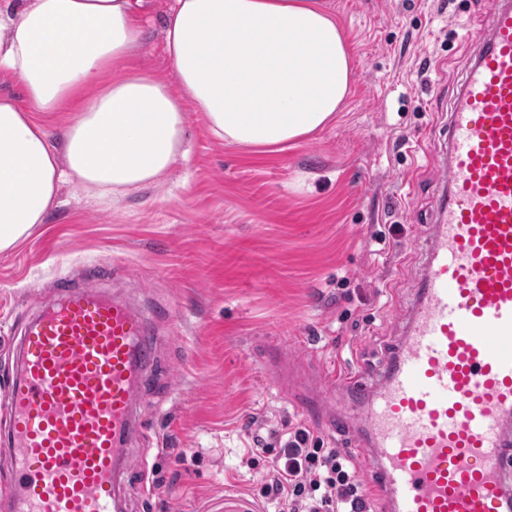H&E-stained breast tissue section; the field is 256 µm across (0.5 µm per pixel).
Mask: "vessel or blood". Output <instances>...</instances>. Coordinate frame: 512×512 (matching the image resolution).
Returning <instances> with one entry per match:
<instances>
[{
  "label": "vessel or blood",
  "mask_w": 512,
  "mask_h": 512,
  "mask_svg": "<svg viewBox=\"0 0 512 512\" xmlns=\"http://www.w3.org/2000/svg\"><path fill=\"white\" fill-rule=\"evenodd\" d=\"M448 123V188L414 313L375 370L339 382L386 512H512V0H489ZM5 387V512H124L152 352L141 313L60 279Z\"/></svg>",
  "instance_id": "1"
}]
</instances>
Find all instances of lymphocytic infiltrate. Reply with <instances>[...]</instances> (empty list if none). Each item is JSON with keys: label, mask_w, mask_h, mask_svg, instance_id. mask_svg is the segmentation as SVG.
<instances>
[{"label": "lymphocytic infiltrate", "mask_w": 512, "mask_h": 512, "mask_svg": "<svg viewBox=\"0 0 512 512\" xmlns=\"http://www.w3.org/2000/svg\"><path fill=\"white\" fill-rule=\"evenodd\" d=\"M272 471L262 494L279 512H367L370 505L352 456L321 447L307 429L289 434Z\"/></svg>", "instance_id": "lymphocytic-infiltrate-1"}]
</instances>
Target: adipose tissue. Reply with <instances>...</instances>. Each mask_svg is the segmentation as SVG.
Wrapping results in <instances>:
<instances>
[{
	"label": "adipose tissue",
	"instance_id": "1",
	"mask_svg": "<svg viewBox=\"0 0 512 512\" xmlns=\"http://www.w3.org/2000/svg\"><path fill=\"white\" fill-rule=\"evenodd\" d=\"M147 0H0V252L56 205L62 184L116 200L161 181L185 151V102L217 139L297 143L328 125L349 90L351 52L316 0H174L163 19L179 92L127 59L143 43ZM97 94L59 142L44 118Z\"/></svg>",
	"mask_w": 512,
	"mask_h": 512
}]
</instances>
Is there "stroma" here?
I'll return each instance as SVG.
<instances>
[{
    "label": "stroma",
    "instance_id": "1",
    "mask_svg": "<svg viewBox=\"0 0 512 512\" xmlns=\"http://www.w3.org/2000/svg\"><path fill=\"white\" fill-rule=\"evenodd\" d=\"M352 46L349 94L325 129L276 151L215 138L189 111L187 157L101 204L61 189L45 224L0 253V382L55 283L99 288L150 319L160 368L121 476L125 512H275L262 486L289 432L368 458L300 411L327 379L400 343L444 191L448 114L485 0H321ZM173 0H150L129 61L177 88L163 48Z\"/></svg>",
    "mask_w": 512,
    "mask_h": 512
}]
</instances>
